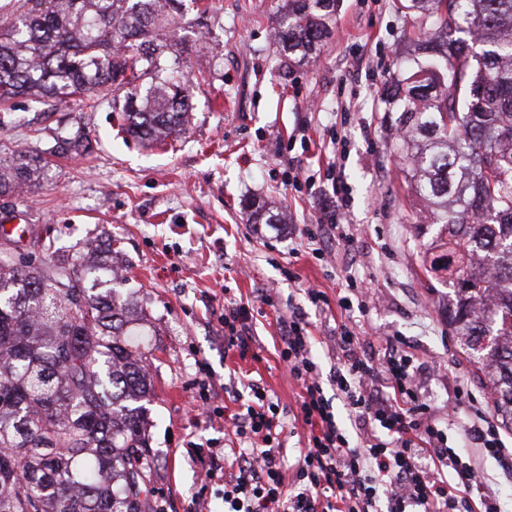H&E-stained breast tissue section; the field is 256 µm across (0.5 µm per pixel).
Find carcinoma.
Here are the masks:
<instances>
[{"label": "carcinoma", "instance_id": "carcinoma-1", "mask_svg": "<svg viewBox=\"0 0 512 512\" xmlns=\"http://www.w3.org/2000/svg\"><path fill=\"white\" fill-rule=\"evenodd\" d=\"M0 27V106L80 97L88 109L124 92L127 132L149 145L185 128L188 81L159 77L163 34L180 0H10ZM277 38L301 62L333 32L336 0H287ZM413 54L387 104L402 130V173L437 226L427 271L448 279V323L493 375L512 427V0H400ZM480 50H475L474 46ZM90 138L63 139L86 156ZM40 173L38 158L0 161V194ZM52 278L0 264V512H149L143 429L150 383L124 338L116 297L85 283L118 277L112 247L58 248Z\"/></svg>", "mask_w": 512, "mask_h": 512}]
</instances>
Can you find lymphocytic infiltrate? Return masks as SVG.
<instances>
[{"mask_svg":"<svg viewBox=\"0 0 512 512\" xmlns=\"http://www.w3.org/2000/svg\"><path fill=\"white\" fill-rule=\"evenodd\" d=\"M345 199L313 224H296L292 237L306 245L336 241ZM248 306L228 299L218 322L224 346L246 353L254 338ZM279 357L301 388L299 415L309 428L294 472L284 465L278 402L258 383L228 429L244 445L231 453L209 450L210 479L224 480V512H502L491 480L436 419L418 380L416 357L399 336L369 338L355 322L336 328V364L322 374L312 354L310 322L298 311L279 321ZM336 387L327 398L324 382ZM347 413L339 422L334 400Z\"/></svg>","mask_w":512,"mask_h":512,"instance_id":"f902f5d3","label":"lymphocytic infiltrate"}]
</instances>
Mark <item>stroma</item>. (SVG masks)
<instances>
[{"label":"stroma","mask_w":512,"mask_h":512,"mask_svg":"<svg viewBox=\"0 0 512 512\" xmlns=\"http://www.w3.org/2000/svg\"><path fill=\"white\" fill-rule=\"evenodd\" d=\"M199 15L194 0L175 14L176 43L168 66L191 80L193 111L185 130L165 146L149 147L121 132L123 114L112 99L95 110L72 103L52 107L26 99L0 108V159L23 152L46 158L36 187L0 196V214L25 213L32 235L0 240L11 265L54 269L52 247L84 251L95 237H111L124 262L119 284L97 292L129 299L140 313L129 341L149 365L151 390L144 414L151 451L153 505L164 512H222L224 502L195 494L208 472L192 444L223 439L193 409L198 362L219 386L217 405L241 410L225 393L235 379L254 380L283 411L285 467L294 470L308 430L298 415L299 387L279 360L277 317L302 309L315 327L322 369L336 349L337 323L359 317L371 334L402 336L423 364L422 380L435 408L467 389L488 414L497 409L492 383L470 362L448 324L447 283L426 278L420 258L436 235L417 234L421 203L397 160L399 134L385 110L390 80L406 57L412 32L397 0H337L332 36L312 61L286 64L273 29L285 0H211ZM89 133L86 157L54 156L56 139ZM299 181L285 183L288 166ZM349 199L346 233L358 257L329 249L323 257L290 262L292 224H308L339 190ZM264 200L284 215L279 229L245 221L243 202ZM296 266L298 279L288 277ZM367 282L376 297L366 312L337 307L357 299L348 278ZM322 289L331 305L318 311L305 299ZM270 289L271 306L254 314L256 343L246 355L225 350L210 299L220 290L250 303Z\"/></svg>","instance_id":"stroma-1"}]
</instances>
